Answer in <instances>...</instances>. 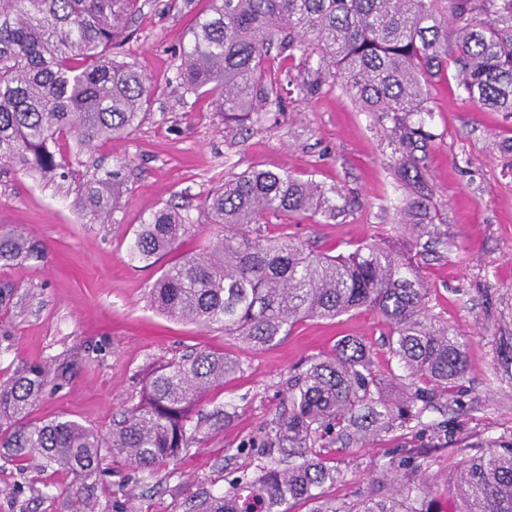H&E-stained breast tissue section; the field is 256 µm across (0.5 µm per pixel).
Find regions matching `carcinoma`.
<instances>
[{
	"label": "carcinoma",
	"mask_w": 512,
	"mask_h": 512,
	"mask_svg": "<svg viewBox=\"0 0 512 512\" xmlns=\"http://www.w3.org/2000/svg\"><path fill=\"white\" fill-rule=\"evenodd\" d=\"M143 8L141 0H0V162L77 185V206L96 215L109 213L107 190L125 180L129 163L90 174L80 170V155L136 131L151 106L149 78L116 51L133 37ZM275 45L291 60L317 58L311 90L340 81L362 109L391 120L402 141L426 136L423 82L450 62L467 99L512 114V0H211L181 50L177 79L186 92L209 97L224 122L248 120L281 101V83L266 68ZM206 209L224 234L162 272L150 293L157 311L260 350L306 318L368 308L387 324L390 354L405 375L378 370L366 345L342 338L333 355L312 359L290 381L288 406L262 440L278 457L200 500L195 512H288L291 501L314 503L312 512H431L435 482L413 453L390 463L402 472L393 497L365 498L354 510L324 497V487L343 477L326 449L420 426L464 381L465 346L428 313L429 286L412 246L371 242L330 256L264 234L271 216L286 224L336 209L318 185L286 171L224 178ZM434 209L422 184L400 210L399 223L424 249L441 242ZM188 229L173 207L157 208L136 231L133 255L159 257ZM38 248L0 233V262L30 259ZM239 371L223 353L173 360L105 437L72 419L30 422L48 383L45 367L33 365L0 384V449L22 472L72 476V512H96L95 488L83 479L99 470L103 452L139 472L177 459L195 440L194 408ZM476 448L456 465V512H512V435Z\"/></svg>",
	"instance_id": "obj_1"
}]
</instances>
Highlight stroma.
<instances>
[{"mask_svg": "<svg viewBox=\"0 0 512 512\" xmlns=\"http://www.w3.org/2000/svg\"><path fill=\"white\" fill-rule=\"evenodd\" d=\"M167 2L149 0L124 47L153 82L150 111L130 136L83 156L106 167L129 162L113 212L99 218L76 205L75 188L0 163V226L43 247L40 257L0 264V290L11 292L0 309V381L31 364L49 374L34 422L62 417L106 435L160 364L207 350L242 366L203 402L209 412L232 405L234 419L203 425L177 465L137 476L125 462L107 461L95 479L96 494L114 512H193L194 501L256 472L264 462L261 439L287 401L289 379L310 358L331 354L343 337L364 342L381 371L399 370L389 359L388 328L371 310L300 321L278 345L256 350L221 330L151 308L149 290L161 272L221 233L203 211L220 178L254 168L285 170L331 189L334 214L294 224L274 219L265 232L333 255L398 239V211L415 190L394 170L399 152L392 122L363 111L333 80L307 92L308 74L298 63H282L293 82L281 103L243 124L225 125L206 98L186 93L175 80L178 54L209 0L181 10L168 9ZM454 75L447 68L425 87L428 137L415 155L448 242L418 262L431 313L466 344L467 378L447 409L428 413L427 428L400 429L333 454L344 477L324 495L339 503L392 494L396 483L386 469L406 449L420 454L439 486L431 512H453L445 487L460 448L512 434V114L468 101ZM165 204L180 207L198 234L155 263L132 259L140 224ZM450 419L459 426L451 436L442 427ZM70 495L69 476L36 477L0 458V512H70Z\"/></svg>", "mask_w": 512, "mask_h": 512, "instance_id": "obj_1", "label": "stroma"}]
</instances>
